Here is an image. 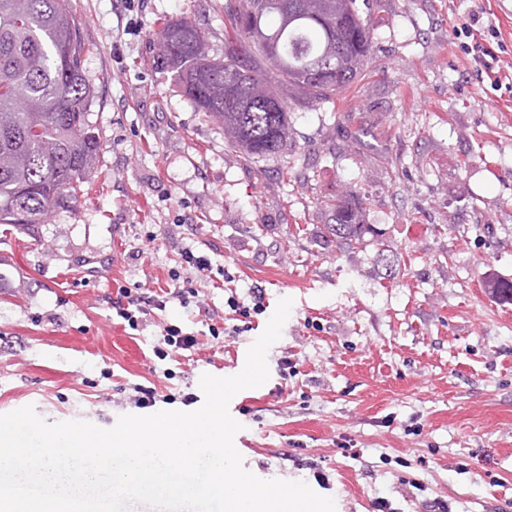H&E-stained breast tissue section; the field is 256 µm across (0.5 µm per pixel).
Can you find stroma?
I'll use <instances>...</instances> for the list:
<instances>
[{
  "mask_svg": "<svg viewBox=\"0 0 512 512\" xmlns=\"http://www.w3.org/2000/svg\"><path fill=\"white\" fill-rule=\"evenodd\" d=\"M213 4L71 0L92 46L100 151L78 202L31 231L0 224V415L29 405L107 429L145 415L138 384L156 386V410H197L201 375L239 373L289 298L268 381L229 404L246 469L305 482L336 512H431L439 500L512 512V95L452 39L479 14L499 28L510 76L512 11L371 0L375 68L335 104L295 108L280 156L248 162L154 62L158 29L177 18L223 55ZM389 154L406 169L397 184ZM338 194L361 202L378 243L318 245ZM187 250L207 268L185 263ZM177 276L194 279L196 302L169 299L135 328L117 317L118 289ZM231 297L262 305L246 331ZM169 324L198 344L160 359ZM284 357L296 375L281 377Z\"/></svg>",
  "mask_w": 512,
  "mask_h": 512,
  "instance_id": "stroma-1",
  "label": "stroma"
}]
</instances>
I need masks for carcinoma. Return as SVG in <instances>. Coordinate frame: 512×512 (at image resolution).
<instances>
[{
    "mask_svg": "<svg viewBox=\"0 0 512 512\" xmlns=\"http://www.w3.org/2000/svg\"><path fill=\"white\" fill-rule=\"evenodd\" d=\"M70 0H0V224L30 230L52 207L78 200L99 141L88 121L93 91ZM370 0H219L224 56L202 31L171 20L157 32L159 62L196 107L224 124V143L247 158L274 157L297 106L335 103L372 61ZM322 236L336 248L383 236L343 195Z\"/></svg>",
    "mask_w": 512,
    "mask_h": 512,
    "instance_id": "carcinoma-1",
    "label": "carcinoma"
}]
</instances>
